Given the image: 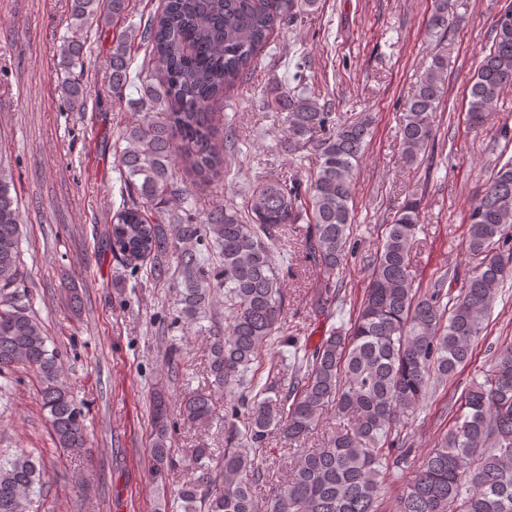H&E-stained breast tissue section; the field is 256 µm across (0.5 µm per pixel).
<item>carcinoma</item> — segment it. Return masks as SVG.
<instances>
[{"instance_id": "carcinoma-1", "label": "carcinoma", "mask_w": 512, "mask_h": 512, "mask_svg": "<svg viewBox=\"0 0 512 512\" xmlns=\"http://www.w3.org/2000/svg\"><path fill=\"white\" fill-rule=\"evenodd\" d=\"M128 6L129 0H107L104 8L99 0H71L70 25L116 23ZM452 7L451 0H434L428 26L441 39ZM297 12L298 0H165L146 24L112 35V95L120 100L135 88L138 98L130 104L139 118L119 134L125 197L107 230L109 247L133 269L150 261L158 279L176 258L178 322L211 320L218 290H224V326L208 327V369L212 385L230 396L221 418L226 446L216 469L213 449L202 443L188 450L193 477L174 489L182 512H258L255 492L268 478L260 458L275 434L298 449L264 512H377L387 476L404 469L412 453L402 432L432 383L452 380L471 363L500 287L512 275L508 160L469 209L464 248L478 264L453 303L445 302L446 274L422 293L414 287L410 247L421 201L409 198L367 260L368 288L350 327L331 328L312 347L280 338L288 310L280 254L286 227L299 231L306 262L323 274L314 289L315 315L345 302L343 271L357 248L350 236L355 173L369 122L341 121L300 83L271 95L269 108L288 149L314 151L317 163L307 179L269 174L243 205L197 210L183 175L221 185L237 133L211 104L247 78L274 30ZM493 28L492 45L467 90L475 126L488 121L512 85V24L496 20ZM136 42L145 55L134 82ZM58 57L68 74L61 101L68 111L83 112L89 96L84 44L68 40ZM446 74L445 55H435L405 103L398 140L410 163L434 151L430 116L446 92ZM221 121L222 144L215 138ZM11 186L0 168V376L37 371L55 446L79 452L87 445L82 410L61 380V353L48 347L24 288L22 219ZM274 343L293 348L287 384L273 363L267 378L258 377L261 351ZM327 409L336 428L304 446ZM181 411L191 424L216 419L210 395L199 391L185 396ZM152 425L151 476L164 485L175 466L170 439L177 422L162 396L153 402ZM44 480L40 453L0 451V512H32ZM397 512H512V342L495 352L488 378L465 388L451 428L408 480Z\"/></svg>"}]
</instances>
